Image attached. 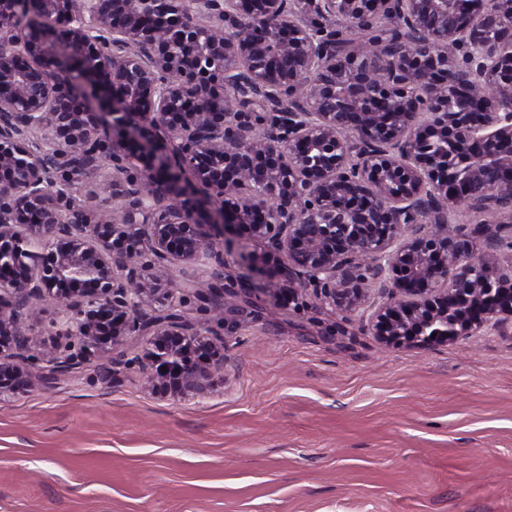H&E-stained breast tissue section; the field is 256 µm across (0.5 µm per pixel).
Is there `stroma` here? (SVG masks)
<instances>
[{
	"label": "stroma",
	"mask_w": 512,
	"mask_h": 512,
	"mask_svg": "<svg viewBox=\"0 0 512 512\" xmlns=\"http://www.w3.org/2000/svg\"><path fill=\"white\" fill-rule=\"evenodd\" d=\"M262 251L241 229L224 254L240 311L204 393H152L135 336L0 396V512H512V328L386 347L315 290L265 294ZM214 272L173 266L185 316ZM54 306L40 359L67 344Z\"/></svg>",
	"instance_id": "stroma-1"
}]
</instances>
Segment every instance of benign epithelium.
Wrapping results in <instances>:
<instances>
[{"label": "benign epithelium", "instance_id": "1", "mask_svg": "<svg viewBox=\"0 0 512 512\" xmlns=\"http://www.w3.org/2000/svg\"><path fill=\"white\" fill-rule=\"evenodd\" d=\"M383 21L371 57L351 31ZM108 165L116 218L79 198ZM486 215L512 225V0H0V394L129 336L153 391L204 390L224 338L143 309L243 224L275 300L355 311L391 272L379 342L466 338L512 318ZM48 297L76 351L43 368L23 323Z\"/></svg>", "mask_w": 512, "mask_h": 512}]
</instances>
